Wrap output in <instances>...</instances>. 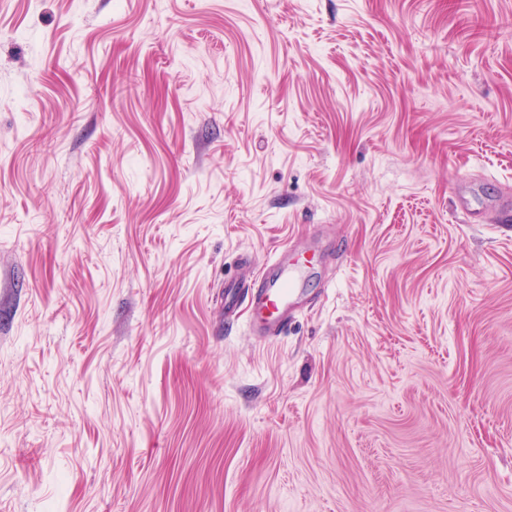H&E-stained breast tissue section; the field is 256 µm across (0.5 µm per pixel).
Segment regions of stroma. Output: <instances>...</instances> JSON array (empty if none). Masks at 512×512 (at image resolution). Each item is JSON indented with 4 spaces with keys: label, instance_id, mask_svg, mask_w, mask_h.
Instances as JSON below:
<instances>
[{
    "label": "stroma",
    "instance_id": "1",
    "mask_svg": "<svg viewBox=\"0 0 512 512\" xmlns=\"http://www.w3.org/2000/svg\"><path fill=\"white\" fill-rule=\"evenodd\" d=\"M0 512H512V0H0ZM267 266L271 275L254 281L245 294L261 320V325L255 319L252 322L259 338L268 337L266 333L281 334L287 328L286 312L301 292L299 284L304 275L302 266L289 265L287 257L281 254Z\"/></svg>",
    "mask_w": 512,
    "mask_h": 512
}]
</instances>
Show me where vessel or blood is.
<instances>
[{
    "label": "vessel or blood",
    "mask_w": 512,
    "mask_h": 512,
    "mask_svg": "<svg viewBox=\"0 0 512 512\" xmlns=\"http://www.w3.org/2000/svg\"><path fill=\"white\" fill-rule=\"evenodd\" d=\"M269 277L253 282L245 296L260 318L253 330L258 337L282 333L288 326L286 312L299 296V284L304 275L302 266L289 264L284 255H277L269 263Z\"/></svg>",
    "instance_id": "vessel-or-blood-1"
}]
</instances>
